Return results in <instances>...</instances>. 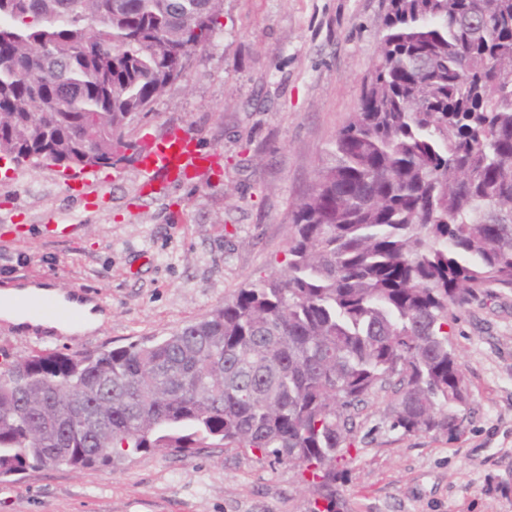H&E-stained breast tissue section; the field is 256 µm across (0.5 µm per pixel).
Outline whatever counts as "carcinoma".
Here are the masks:
<instances>
[{
	"label": "carcinoma",
	"mask_w": 512,
	"mask_h": 512,
	"mask_svg": "<svg viewBox=\"0 0 512 512\" xmlns=\"http://www.w3.org/2000/svg\"><path fill=\"white\" fill-rule=\"evenodd\" d=\"M222 0H0V150L111 167ZM358 112L293 203L283 271L161 339L0 368V477L160 448L258 451L339 512L352 412L461 432L448 315L512 291V0H386Z\"/></svg>",
	"instance_id": "1"
}]
</instances>
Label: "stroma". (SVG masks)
<instances>
[{"label":"stroma","mask_w":512,"mask_h":512,"mask_svg":"<svg viewBox=\"0 0 512 512\" xmlns=\"http://www.w3.org/2000/svg\"><path fill=\"white\" fill-rule=\"evenodd\" d=\"M384 0H223L209 43L127 132L191 136L216 164L139 193L138 160L82 174L0 167V289L48 288L92 306L86 333L21 331L0 350L91 353L169 335L279 271L291 206L356 112ZM78 225L48 238L46 217ZM448 340L470 385L455 440L391 427V393L353 414L340 512H512V292L456 309ZM298 469L258 453L168 448L79 472L0 480V512H310Z\"/></svg>","instance_id":"35a3bbf8"}]
</instances>
